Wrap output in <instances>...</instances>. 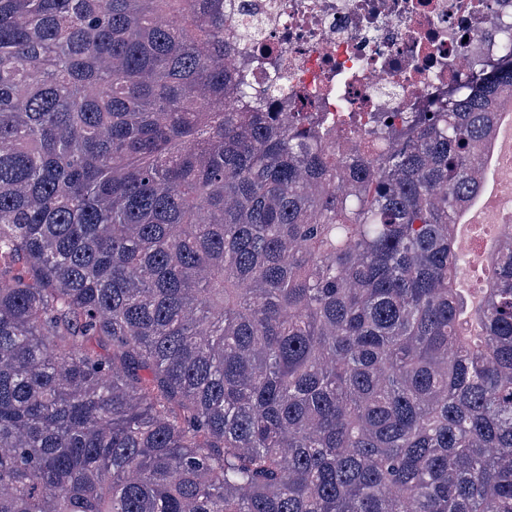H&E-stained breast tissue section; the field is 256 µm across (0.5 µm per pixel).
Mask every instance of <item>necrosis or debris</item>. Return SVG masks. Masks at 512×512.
<instances>
[{"mask_svg": "<svg viewBox=\"0 0 512 512\" xmlns=\"http://www.w3.org/2000/svg\"><path fill=\"white\" fill-rule=\"evenodd\" d=\"M512 0H226L224 30L253 53V93L285 88L292 109L318 107L347 151L374 121L403 112L490 57L494 21Z\"/></svg>", "mask_w": 512, "mask_h": 512, "instance_id": "obj_1", "label": "necrosis or debris"}]
</instances>
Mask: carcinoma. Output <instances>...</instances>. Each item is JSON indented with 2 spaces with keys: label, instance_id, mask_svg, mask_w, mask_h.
<instances>
[{
  "label": "carcinoma",
  "instance_id": "1",
  "mask_svg": "<svg viewBox=\"0 0 512 512\" xmlns=\"http://www.w3.org/2000/svg\"><path fill=\"white\" fill-rule=\"evenodd\" d=\"M495 34L343 157L226 107L224 0H0V512H512V238L457 288Z\"/></svg>",
  "mask_w": 512,
  "mask_h": 512
}]
</instances>
